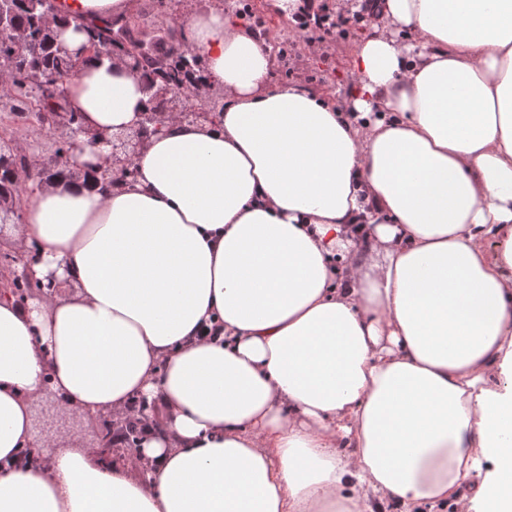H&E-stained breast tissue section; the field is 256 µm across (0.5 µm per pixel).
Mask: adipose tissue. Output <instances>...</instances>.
<instances>
[{"label":"adipose tissue","mask_w":512,"mask_h":512,"mask_svg":"<svg viewBox=\"0 0 512 512\" xmlns=\"http://www.w3.org/2000/svg\"><path fill=\"white\" fill-rule=\"evenodd\" d=\"M134 6L50 20L77 59L62 103L102 141L18 177L14 234L74 291L0 297V512H512V0H380L341 102L192 12L179 37L223 108L148 127L140 71L88 49ZM47 388L92 415L161 405L145 478L71 438L40 459Z\"/></svg>","instance_id":"adipose-tissue-1"}]
</instances>
